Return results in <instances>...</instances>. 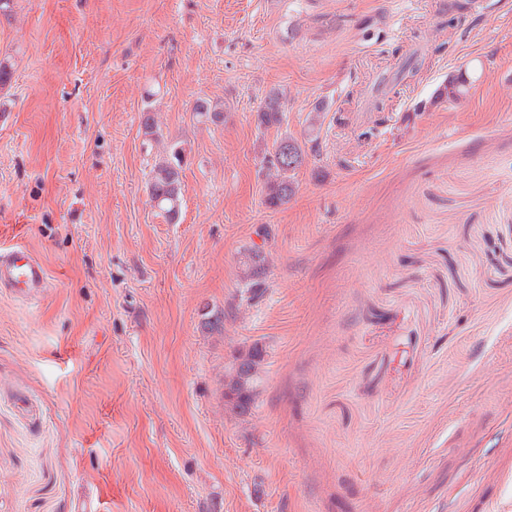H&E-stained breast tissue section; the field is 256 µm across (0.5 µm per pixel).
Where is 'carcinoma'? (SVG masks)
Returning a JSON list of instances; mask_svg holds the SVG:
<instances>
[{"instance_id":"obj_1","label":"carcinoma","mask_w":512,"mask_h":512,"mask_svg":"<svg viewBox=\"0 0 512 512\" xmlns=\"http://www.w3.org/2000/svg\"><path fill=\"white\" fill-rule=\"evenodd\" d=\"M469 94V80L464 74H450L434 92L430 104L448 102L458 104ZM282 92L273 88L265 96L263 106L256 113L258 126L263 128L281 127L285 117L282 110ZM193 112L200 121L219 122L224 118V103L219 100L200 99ZM141 128L145 137L157 140L160 137L151 99L145 100L141 114ZM286 145L292 154L289 161L277 158L280 146ZM187 153L186 143L170 141L165 150L155 157L147 182V192L152 206L160 211L170 223L179 220L184 184L182 169ZM305 144L292 135L283 134L272 144L266 156L267 171L264 181V201L268 208L275 210L288 204L295 193L296 172L306 163ZM266 257L257 249L243 253L239 261L241 287L250 293L263 288L266 280L263 265ZM264 349L254 343L240 350L234 361L247 366L249 376L244 378L234 372L233 366L224 368V410L234 417H245L250 413L257 395Z\"/></svg>"}]
</instances>
